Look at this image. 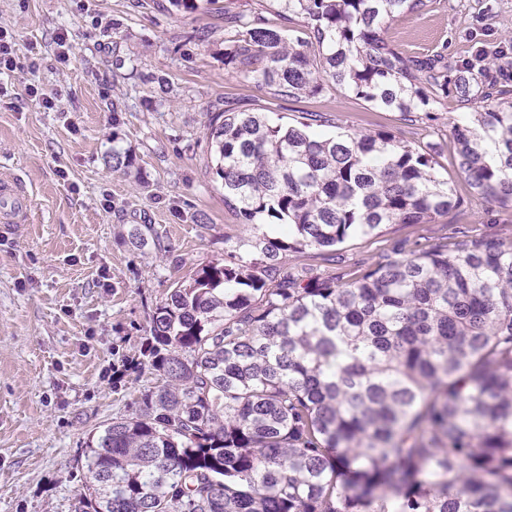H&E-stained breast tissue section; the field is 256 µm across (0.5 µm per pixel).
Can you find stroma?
Here are the masks:
<instances>
[{
    "mask_svg": "<svg viewBox=\"0 0 512 512\" xmlns=\"http://www.w3.org/2000/svg\"><path fill=\"white\" fill-rule=\"evenodd\" d=\"M238 12L280 22L268 0H203L193 12L170 0H0L17 54L0 75V179L21 180L31 198L27 223H0V512H74L88 441L134 411L152 381L129 363L155 304L245 235L209 172V113L247 109L288 125L316 112L318 134L383 129L433 148L464 205L432 224L349 239L337 248L342 270L398 245L423 248L460 224L512 240V204L478 203L457 172L451 127L464 107L435 105L424 124L333 85L272 95L224 69V19ZM385 36L409 55L489 58L512 39V0H426ZM116 133L140 174L113 169ZM133 224L154 225L162 250L134 248Z\"/></svg>",
    "mask_w": 512,
    "mask_h": 512,
    "instance_id": "obj_1",
    "label": "stroma"
}]
</instances>
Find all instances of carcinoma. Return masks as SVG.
Returning a JSON list of instances; mask_svg holds the SVG:
<instances>
[{
  "label": "carcinoma",
  "mask_w": 512,
  "mask_h": 512,
  "mask_svg": "<svg viewBox=\"0 0 512 512\" xmlns=\"http://www.w3.org/2000/svg\"><path fill=\"white\" fill-rule=\"evenodd\" d=\"M294 37L236 15L224 66L272 94L324 83L407 119L448 98L473 198L512 203V70L398 51L388 23L425 0H275ZM261 112L209 115L210 173L249 234L155 305L137 368L155 382L85 452L75 512H512V240L463 226L349 273L336 245L431 224L462 201L388 130L317 137ZM113 168L140 171L112 148ZM138 249L160 246L132 224ZM327 265L308 277L283 255Z\"/></svg>",
  "instance_id": "cac0c4a2"
}]
</instances>
